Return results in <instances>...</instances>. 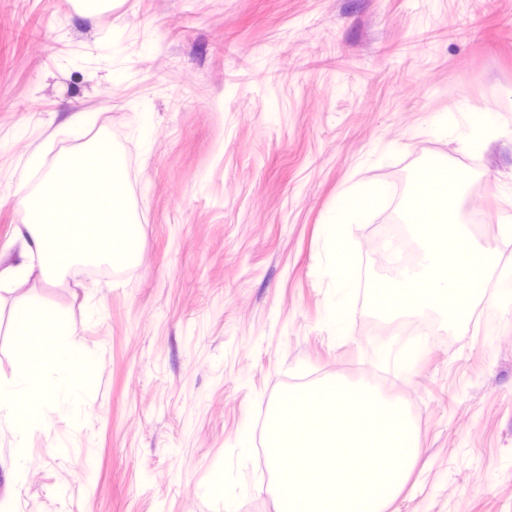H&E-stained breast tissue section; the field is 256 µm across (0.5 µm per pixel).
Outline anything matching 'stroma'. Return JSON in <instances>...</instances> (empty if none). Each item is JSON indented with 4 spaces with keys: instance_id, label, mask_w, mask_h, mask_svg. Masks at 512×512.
<instances>
[{
    "instance_id": "obj_1",
    "label": "stroma",
    "mask_w": 512,
    "mask_h": 512,
    "mask_svg": "<svg viewBox=\"0 0 512 512\" xmlns=\"http://www.w3.org/2000/svg\"><path fill=\"white\" fill-rule=\"evenodd\" d=\"M101 143L123 167L95 234L133 219L139 260L0 281V381L69 357L40 380L45 431L0 432V512H277L282 395L411 336L369 315L379 257L442 288L474 214L495 261L467 328L395 374L418 447L385 512H512V0H0V271L31 245L28 155ZM406 216L433 252L393 233ZM331 258L326 267V272L329 277L340 281L343 279L347 272V263L353 251V246L344 240H337L336 235L330 245Z\"/></svg>"
}]
</instances>
